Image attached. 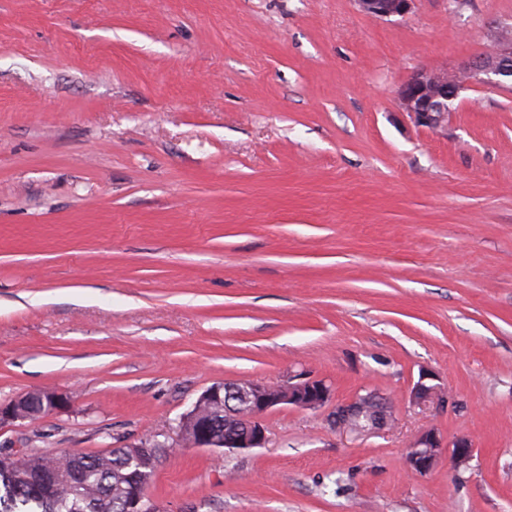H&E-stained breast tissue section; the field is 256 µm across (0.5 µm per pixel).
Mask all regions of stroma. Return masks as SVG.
<instances>
[{"mask_svg": "<svg viewBox=\"0 0 512 512\" xmlns=\"http://www.w3.org/2000/svg\"><path fill=\"white\" fill-rule=\"evenodd\" d=\"M501 26L512 0H0V405L70 401L0 451L137 446L303 370L394 426L272 411L265 447L163 458L159 512H512V89L438 133L396 96ZM423 369L457 406L409 404ZM431 427L469 470L409 472ZM416 0H355L358 8L375 18L404 17L409 14ZM369 406L375 412L371 426L357 432L352 429V419L363 414ZM329 422L331 429L345 436H361L364 434L379 435L390 429L394 423L392 402L382 393L369 391L367 394L356 393L345 403H336L330 410Z\"/></svg>", "mask_w": 512, "mask_h": 512, "instance_id": "1", "label": "stroma"}]
</instances>
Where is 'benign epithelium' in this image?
I'll use <instances>...</instances> for the list:
<instances>
[{
    "mask_svg": "<svg viewBox=\"0 0 512 512\" xmlns=\"http://www.w3.org/2000/svg\"><path fill=\"white\" fill-rule=\"evenodd\" d=\"M358 8L375 18L403 17L409 14L415 0H355ZM512 85V38L497 41L493 50L483 52L462 63L454 72L444 69H420L412 72L399 86L397 95L401 111L418 127L437 132L448 128L452 110L448 103L456 102L463 90L472 85L503 87ZM45 403V415L59 412L67 405V397L52 389H41L24 394L6 405L0 406V424L28 419L26 406L33 400ZM333 389L323 379L308 373L291 375L288 380L268 383L251 379L215 384L204 390L192 408L176 421L174 430L182 435L184 426L195 422V436L181 440L191 448H235L246 450L262 448L268 442L265 416L280 408L318 410L331 406V429L345 436L364 434L379 435L394 423L392 402L382 393H357L345 403H332ZM408 402L415 407L433 405L437 409L455 406L457 400L439 383L437 376L422 370L408 393ZM375 412L371 426L357 432L352 429V419L363 414L368 407ZM224 416L231 425H242L245 433L219 444L211 436L209 420L213 414ZM476 448L464 436L446 440L440 433L429 428L421 432L410 446L406 466L412 473L424 476L431 473L442 459L458 471L469 465Z\"/></svg>",
    "mask_w": 512,
    "mask_h": 512,
    "instance_id": "1",
    "label": "benign epithelium"
}]
</instances>
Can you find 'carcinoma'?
Instances as JSON below:
<instances>
[{
  "label": "carcinoma",
  "mask_w": 512,
  "mask_h": 512,
  "mask_svg": "<svg viewBox=\"0 0 512 512\" xmlns=\"http://www.w3.org/2000/svg\"><path fill=\"white\" fill-rule=\"evenodd\" d=\"M152 452H0V512H125L130 489L152 480Z\"/></svg>",
  "instance_id": "carcinoma-1"
}]
</instances>
